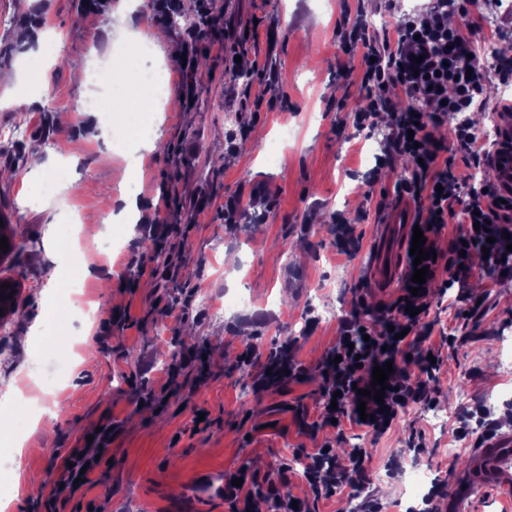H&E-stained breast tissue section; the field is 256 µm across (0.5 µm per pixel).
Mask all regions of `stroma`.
<instances>
[{
  "label": "stroma",
  "mask_w": 512,
  "mask_h": 512,
  "mask_svg": "<svg viewBox=\"0 0 512 512\" xmlns=\"http://www.w3.org/2000/svg\"><path fill=\"white\" fill-rule=\"evenodd\" d=\"M496 2L476 4L505 30L479 44L491 69L504 60L502 46L512 44V10ZM114 3L80 12L75 0H0L7 21L0 69L13 68L32 48L20 38L22 18L39 16L41 30L62 38L60 60L47 64L51 96L0 108V127L26 132L22 143H0V214L31 246L0 265V274L21 284L16 312L0 327V398L35 378L39 358L63 348L89 358L68 365L63 407L30 436L34 451L22 458L21 472L40 475V483L13 487L0 479L6 512H47L67 459L106 424L111 460L58 502V512H233L224 491L235 478L244 479L246 492L299 501L303 512H410L403 487L415 467L432 473L430 512H512V484H480L448 504L462 462L496 435H512V371L500 362L501 352H512V269L476 259L459 290L428 296L431 343L454 339L428 382L434 404H408L382 434L332 424L326 409V373L342 322L380 321L383 304L399 293L373 287L367 268L374 226L397 202L396 186L410 170L401 157L377 165L388 120L354 127L346 102L361 91V63L337 48L336 23L347 10L376 32L390 31L401 14H422L430 0H398L391 11L382 0H214L210 9L192 10L195 38L167 27L152 2L140 10V23L193 41L205 71L162 57L165 89L181 108L158 113L142 93L149 66L130 59L123 85L110 92L112 136L103 139L83 111L87 95L71 69L93 48L111 56ZM242 50L258 69L225 86ZM137 95L143 108L129 111L124 101ZM144 123L154 128L153 149L135 172L125 161L126 130ZM287 129L293 136L286 140ZM36 155L59 164L32 178ZM129 190L167 204L151 223L113 225L111 262L99 269L111 278V293L91 280L81 285L95 304L93 326L112 321L111 335L83 342L84 326L73 320L46 339V290L58 278L67 211L107 217V196ZM29 196L37 202L27 209ZM251 198L259 204L243 232L225 218L224 203ZM143 237L156 239L160 253L141 249ZM316 293L335 304L333 319L321 317ZM237 294L247 307H223ZM253 334L263 347L287 346L290 370L278 383L264 382L259 358L235 371ZM196 349L205 350V361L193 357ZM433 409L445 414L442 427L429 424ZM325 445L342 467L350 449L371 451L355 485L329 496L314 493L297 465Z\"/></svg>",
  "instance_id": "obj_1"
}]
</instances>
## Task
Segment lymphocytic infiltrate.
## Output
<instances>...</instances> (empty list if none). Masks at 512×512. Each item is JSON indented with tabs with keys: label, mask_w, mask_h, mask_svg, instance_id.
Listing matches in <instances>:
<instances>
[{
	"label": "lymphocytic infiltrate",
	"mask_w": 512,
	"mask_h": 512,
	"mask_svg": "<svg viewBox=\"0 0 512 512\" xmlns=\"http://www.w3.org/2000/svg\"><path fill=\"white\" fill-rule=\"evenodd\" d=\"M488 25L485 13L470 15L463 25L448 23V0H434L424 17L402 15L391 36H377L361 20H342L336 35L347 54H360L361 85L367 89L372 106L356 113V126L368 125L381 111L392 114L388 128L386 156L399 155L411 166V175L399 183V190L408 197L423 196L427 206L417 214L426 247H433L436 238L449 221L462 217L465 225L448 242V252L426 259V282L421 295L431 288L453 287L458 268H470L475 255L487 254L489 260H512L507 251V234H512V196L502 197L495 185L472 182L459 184L454 172L453 156L473 168H490L497 151L496 142L486 140L468 122L462 121L471 107L486 108V86L491 77L512 80V69L499 68L489 73L474 45L476 34ZM400 90L404 106H395L391 92ZM456 115L457 124L449 148L432 146L430 129ZM412 293L398 295L388 306L389 314L374 325L357 319L344 330L336 353L340 360L331 368L329 381L336 390L334 419L348 418L359 422L361 413L347 411L344 402L357 399L359 390L371 389L374 367L383 365L385 357L410 355L422 351L426 341L423 325L428 307L419 314L407 312ZM433 392L408 368H395L386 382L382 401L366 398L365 413L373 415V430L385 431L404 404L433 403ZM112 442L111 427H102L93 447L73 458L56 495L70 494L81 470H94L97 459L106 455Z\"/></svg>",
	"instance_id": "1"
}]
</instances>
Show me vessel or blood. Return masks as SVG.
Returning <instances> with one entry per match:
<instances>
[{
    "mask_svg": "<svg viewBox=\"0 0 512 512\" xmlns=\"http://www.w3.org/2000/svg\"><path fill=\"white\" fill-rule=\"evenodd\" d=\"M492 171L502 191H512V151L505 149L496 154ZM415 222L413 206L404 202L392 206L385 213L376 230L377 245L369 270V276L377 287H392L403 277L406 250L413 238ZM511 446L512 439L497 438L480 448L464 486L455 489L456 497L470 495L476 484L511 476L512 469L504 462L505 450Z\"/></svg>",
    "mask_w": 512,
    "mask_h": 512,
    "instance_id": "b4317fda",
    "label": "vessel or blood"
}]
</instances>
